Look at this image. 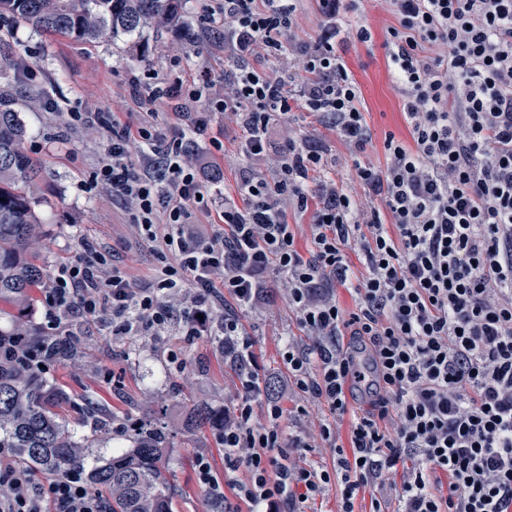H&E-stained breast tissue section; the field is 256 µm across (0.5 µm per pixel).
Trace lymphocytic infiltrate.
<instances>
[{"label": "lymphocytic infiltrate", "mask_w": 512, "mask_h": 512, "mask_svg": "<svg viewBox=\"0 0 512 512\" xmlns=\"http://www.w3.org/2000/svg\"><path fill=\"white\" fill-rule=\"evenodd\" d=\"M382 44L409 139L386 133L384 164L362 93L338 45L372 43L350 18L361 0H317L314 41L294 37L295 0H214L232 69L214 102L239 128L234 190L207 194L198 140L207 112L110 130L84 183L121 200L158 261L138 278L93 243L53 271L42 331L98 321L116 336L219 335L236 372L224 386V476L198 479L224 512H310L336 489L338 512H512V0H381ZM288 60L289 76L256 55ZM318 114L347 147L329 156L296 120ZM309 217L300 250L288 217ZM365 273L350 277V253ZM353 290L354 311L338 287ZM227 295L230 307L217 312ZM293 312L304 341L283 367L258 366L241 317ZM327 415L284 431L283 400ZM353 414L349 445L339 425ZM327 448L331 466L294 460ZM0 512H107L86 478L36 481L0 448Z\"/></svg>", "instance_id": "1"}]
</instances>
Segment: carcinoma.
Segmentation results:
<instances>
[{
  "instance_id": "carcinoma-1",
  "label": "carcinoma",
  "mask_w": 512,
  "mask_h": 512,
  "mask_svg": "<svg viewBox=\"0 0 512 512\" xmlns=\"http://www.w3.org/2000/svg\"><path fill=\"white\" fill-rule=\"evenodd\" d=\"M182 0H0V16L21 25L74 41H96L130 35L148 21L173 23L181 17ZM0 79L21 80L14 56L0 53ZM27 131L10 95L0 94V350L14 347L24 335L42 346L46 363H82L84 345L76 336L58 346L38 333L22 314L31 306V291L46 278L38 249L45 222L35 209L34 196L44 170L27 153ZM66 394L48 374H20L0 363V448L49 477L72 473L86 476L96 491L112 494L111 512H172V481L167 465L175 429L220 423L223 410L197 402L181 425L159 420L140 422L128 435L130 448L91 466L90 449L112 432V420L102 414L80 412L72 421L58 414Z\"/></svg>"
}]
</instances>
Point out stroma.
I'll use <instances>...</instances> for the list:
<instances>
[{
	"instance_id": "35a3bbf8",
	"label": "stroma",
	"mask_w": 512,
	"mask_h": 512,
	"mask_svg": "<svg viewBox=\"0 0 512 512\" xmlns=\"http://www.w3.org/2000/svg\"><path fill=\"white\" fill-rule=\"evenodd\" d=\"M207 3L185 0L183 24L150 22L135 35L90 44L0 21V50L29 54L37 71L34 88L47 90L57 103L53 112L21 114L27 128L46 143L39 157L46 163L40 195L51 204L42 248L48 268L74 256L79 241L88 240L102 246L115 263L141 277L151 275L155 259L131 232L122 205L109 194L81 187L104 153L105 135L86 134L67 126L65 119L70 112H102L134 126L143 98L167 75L193 78L206 71L223 84L224 27L210 22ZM359 20L371 28L373 45L352 42L338 52L361 88V107L375 143H382L388 132L406 137L400 99L381 47L386 23L376 0H366ZM244 323L264 368L280 365L283 341L299 331L288 311L273 321L249 315ZM77 332L86 345L85 366L61 363L50 375L74 398L93 396L113 422L150 421L161 408L172 418L197 400L223 407L224 384L233 371L211 338L188 343L175 327L164 336H113L96 323L80 325ZM200 455L209 457L215 477L224 475V447L212 428L179 434L168 454L176 488L173 512H224L223 503L211 500L197 480Z\"/></svg>"
}]
</instances>
